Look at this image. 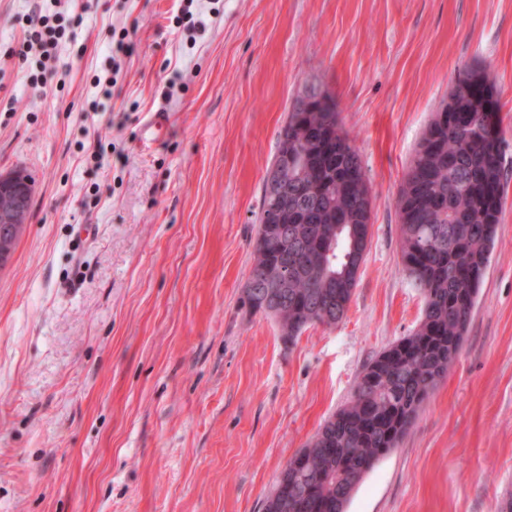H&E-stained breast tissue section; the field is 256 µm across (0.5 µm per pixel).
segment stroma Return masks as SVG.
<instances>
[{
    "instance_id": "obj_1",
    "label": "stroma",
    "mask_w": 512,
    "mask_h": 512,
    "mask_svg": "<svg viewBox=\"0 0 512 512\" xmlns=\"http://www.w3.org/2000/svg\"><path fill=\"white\" fill-rule=\"evenodd\" d=\"M40 4L83 23L35 91L7 53L34 4L0 0V172L35 179L0 270V512H263L288 460L421 320L396 200L464 67L486 72L500 104L498 242L458 360L348 512H502L512 0ZM312 80L338 103L374 208L345 318L288 340L243 285L279 130ZM156 112L169 127L143 142Z\"/></svg>"
}]
</instances>
